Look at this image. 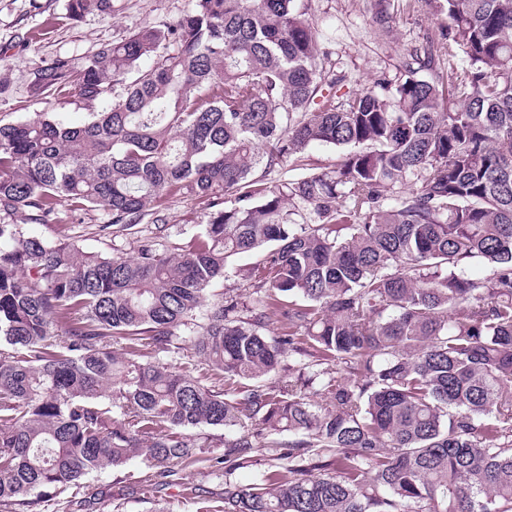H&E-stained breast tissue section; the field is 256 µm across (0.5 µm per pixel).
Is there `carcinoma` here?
<instances>
[{"mask_svg": "<svg viewBox=\"0 0 512 512\" xmlns=\"http://www.w3.org/2000/svg\"><path fill=\"white\" fill-rule=\"evenodd\" d=\"M425 2L441 37L352 95L302 0H192L33 70L100 110L0 122V507L140 455L158 492L207 462L217 512H512V0ZM315 145L341 161L270 177ZM175 196L210 212L170 249ZM65 206L130 255L27 231ZM182 342L198 360L163 362ZM255 261L254 256H241L232 259L226 269V278L217 280L210 288L211 293L218 298L227 289L236 288L241 280L238 276L239 269L250 266Z\"/></svg>", "mask_w": 512, "mask_h": 512, "instance_id": "1", "label": "carcinoma"}]
</instances>
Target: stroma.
<instances>
[{
  "label": "stroma",
  "instance_id": "stroma-1",
  "mask_svg": "<svg viewBox=\"0 0 512 512\" xmlns=\"http://www.w3.org/2000/svg\"><path fill=\"white\" fill-rule=\"evenodd\" d=\"M111 14L91 13L72 18L68 0H0V120L13 121L29 112L58 113L67 124L86 119L75 94L45 101L30 90V74L41 61L56 56L79 58L101 44L120 40L130 31L176 21L191 0H114ZM310 20L322 48L329 51L337 73L344 75L341 92L352 93L380 80L396 81L411 49L438 39L445 15L422 6L420 0H307ZM385 7L395 19L391 32L378 29L373 16ZM205 200L174 201L169 221L173 243L189 239L206 223ZM61 223L87 252L128 253L124 239L101 237L102 215L63 210ZM181 484L158 492L152 472L141 458H132L120 472L91 475L82 490L65 491L46 512H74L79 494L97 495L98 512H205L220 491L219 479L203 465L186 468Z\"/></svg>",
  "mask_w": 512,
  "mask_h": 512
}]
</instances>
